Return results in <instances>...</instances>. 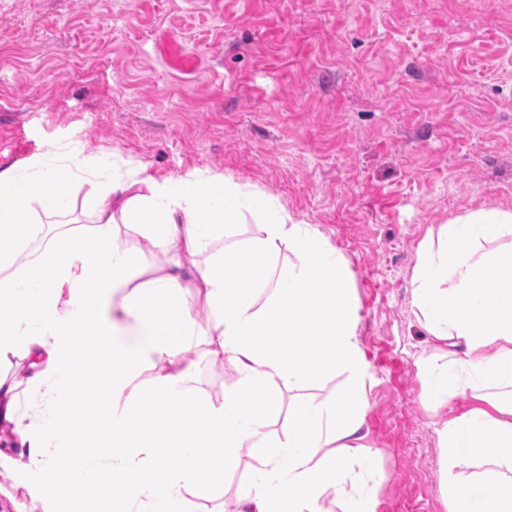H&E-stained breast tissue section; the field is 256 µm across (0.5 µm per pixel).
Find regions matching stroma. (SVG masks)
Wrapping results in <instances>:
<instances>
[{"label":"stroma","mask_w":512,"mask_h":512,"mask_svg":"<svg viewBox=\"0 0 512 512\" xmlns=\"http://www.w3.org/2000/svg\"><path fill=\"white\" fill-rule=\"evenodd\" d=\"M50 149L158 179L207 170L316 225L355 275L376 512H446L438 431L473 401L427 407L412 274L431 228L512 210V0H0V167ZM188 352L187 409L220 406L236 373L203 340ZM27 371L22 352L0 359L23 413L41 402ZM343 386H281L271 436ZM263 461L243 449L191 512H236ZM63 464L29 471L0 432V512H77L56 495Z\"/></svg>","instance_id":"1"}]
</instances>
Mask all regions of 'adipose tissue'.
Instances as JSON below:
<instances>
[{"label": "adipose tissue", "mask_w": 512, "mask_h": 512, "mask_svg": "<svg viewBox=\"0 0 512 512\" xmlns=\"http://www.w3.org/2000/svg\"><path fill=\"white\" fill-rule=\"evenodd\" d=\"M80 203L91 222L59 230ZM249 217L257 231L246 237ZM129 234L170 261L142 271L122 243ZM196 307L210 313L207 326L193 320ZM412 310L433 343L420 364L432 409L464 393L475 402L439 432L447 512H512V211L484 206L431 229L417 248ZM202 335L237 384L195 416L180 401L183 353ZM90 337L95 389L77 397L85 369L73 352ZM15 350L42 404L20 414L0 381V424L19 436L30 468L64 450L73 497L119 485L127 512H189L185 494L202 475L220 482L253 447L265 459L238 512H322L329 488L342 512H374L372 494L349 482L356 469L377 477L354 274L314 225L259 189L201 170L158 180L138 161L116 174L111 161L53 150L0 168V357ZM153 367L162 373L152 389L128 396ZM337 373L348 377L340 397L296 403L287 436L268 437L280 385ZM75 404L103 432L95 448L65 415Z\"/></svg>", "instance_id": "1"}]
</instances>
